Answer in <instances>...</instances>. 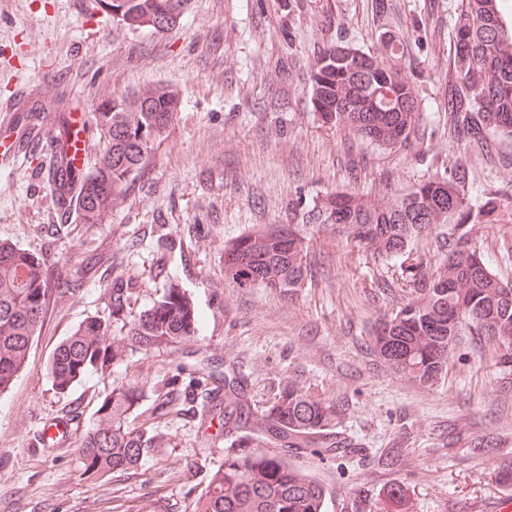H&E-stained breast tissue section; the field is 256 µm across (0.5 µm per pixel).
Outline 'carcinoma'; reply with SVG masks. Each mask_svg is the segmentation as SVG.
<instances>
[{
	"label": "carcinoma",
	"instance_id": "carcinoma-1",
	"mask_svg": "<svg viewBox=\"0 0 512 512\" xmlns=\"http://www.w3.org/2000/svg\"><path fill=\"white\" fill-rule=\"evenodd\" d=\"M112 18L132 30L173 29L188 0H100ZM448 88L437 105L448 113L456 144L486 151L495 137L512 138V4L509 0H462L448 32ZM311 101L323 119L353 137L384 149H405L421 139L419 106L403 69L345 46L321 51L311 67ZM179 107L177 95L162 88L139 97L115 96L95 113L97 157L87 173L55 163L47 188L75 209L83 224H95L112 197L130 189L151 160ZM499 197L473 188L458 159L446 176H433L393 200L363 199L348 191L330 192L310 204L289 203L288 232L264 224L224 249V275L237 287L269 288L292 295L312 279L309 230L330 228L375 262L395 261L410 243L436 224L450 226L448 243L435 262L411 274L417 300L382 316L368 331L371 353L410 382L431 386L448 368V356L468 335L484 336L512 358V283L503 282L477 252L468 225L497 221ZM61 275L24 249L0 242V392L9 388L40 336L46 308ZM197 315L186 291L162 290L156 302L129 324L126 335H112L108 321H83L55 350L49 364L53 386L67 391L83 375L123 359L128 350L176 345L196 332ZM143 389L116 385L99 407L94 429L79 441L83 474L102 478L131 471L150 448L154 435L131 425ZM203 412L218 411L224 435L237 448L210 476L196 512H325L327 490L295 467L302 450L315 454L311 437L335 428L342 407L315 399L289 385L257 415L230 386L206 393ZM257 431L266 447H251L245 430ZM279 451L267 450L269 446Z\"/></svg>",
	"mask_w": 512,
	"mask_h": 512
}]
</instances>
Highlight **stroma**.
Here are the masks:
<instances>
[{
	"label": "stroma",
	"instance_id": "1",
	"mask_svg": "<svg viewBox=\"0 0 512 512\" xmlns=\"http://www.w3.org/2000/svg\"><path fill=\"white\" fill-rule=\"evenodd\" d=\"M460 6L391 0L381 18L373 0H191L179 25L157 34L129 30L98 0H0V100H16L0 141L73 120L96 137L98 104L128 92L145 97L165 85L180 101L145 175L95 224L63 212L47 189L49 155L0 152V242L43 256L55 272L87 270L79 288L52 297L26 366L0 393V512H192L229 447L221 419L199 417L196 403L228 378L256 413L291 384L346 404L336 432L348 447L296 460L327 487L326 512H475L503 495L496 475L512 461V362L468 336L447 374L418 387L367 348L371 324L413 301L404 271L431 261L447 225L389 264L316 230V273L289 298L224 276L225 244L284 222L296 199L342 187L392 199L459 157L475 187L512 198V139L494 140L489 158L460 154L447 113L433 109L448 85V33ZM394 41L428 119L420 143L390 152L323 121L310 101V70L332 45L390 60ZM47 76L60 84L52 102L40 97ZM359 155L367 166L354 179L348 163ZM470 236L512 282V216L473 225ZM170 282L198 310L192 338L130 353L67 392L53 387L48 363L81 322L102 318L122 335L124 321ZM115 285L131 297L117 318ZM140 380L147 386L132 421L157 434L155 448L134 472L85 478L80 438L114 384ZM166 392L177 401L156 415L153 400ZM62 421L68 433L52 439ZM395 484L407 506L389 499Z\"/></svg>",
	"mask_w": 512,
	"mask_h": 512
}]
</instances>
